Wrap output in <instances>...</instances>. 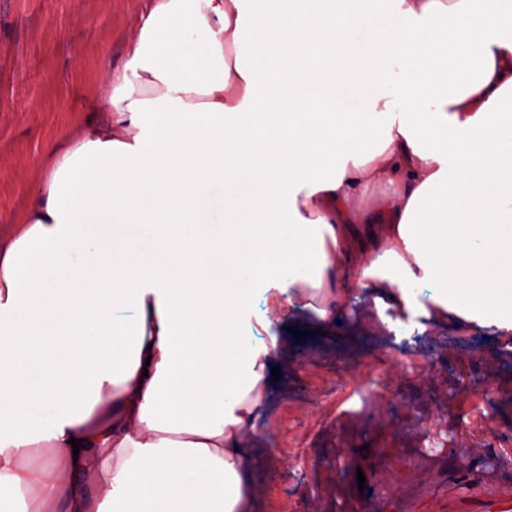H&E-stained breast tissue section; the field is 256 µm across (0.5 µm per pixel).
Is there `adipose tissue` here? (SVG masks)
<instances>
[{
  "instance_id": "adipose-tissue-1",
  "label": "adipose tissue",
  "mask_w": 512,
  "mask_h": 512,
  "mask_svg": "<svg viewBox=\"0 0 512 512\" xmlns=\"http://www.w3.org/2000/svg\"><path fill=\"white\" fill-rule=\"evenodd\" d=\"M0 249L19 512H248L261 286L512 335V0H146ZM386 209L371 208L373 199ZM361 263H354V253ZM81 442L72 448L71 439Z\"/></svg>"
}]
</instances>
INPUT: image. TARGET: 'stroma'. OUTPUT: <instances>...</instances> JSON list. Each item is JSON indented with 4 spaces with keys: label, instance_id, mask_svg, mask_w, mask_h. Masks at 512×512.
Wrapping results in <instances>:
<instances>
[{
    "label": "stroma",
    "instance_id": "obj_1",
    "mask_svg": "<svg viewBox=\"0 0 512 512\" xmlns=\"http://www.w3.org/2000/svg\"><path fill=\"white\" fill-rule=\"evenodd\" d=\"M140 0H0V244L23 223L35 190L63 146L87 136L95 106L110 91L105 67L121 69L142 23ZM371 295L318 326L310 313H277L268 326L279 352L281 377L270 382L260 427L284 428L304 462V487L292 490L283 467L270 463L263 438L247 439L251 481L271 485L262 512H357L375 501L378 512H485L512 487V337L455 317L398 319L396 335L371 336L357 324L374 313ZM436 368L390 398L387 417L407 420L435 403L448 417L439 428L448 446L419 464L415 434H397L376 410H364L368 387L387 388L378 356ZM473 389L459 398L460 382ZM385 451L358 487L360 447ZM480 449L474 468L457 461L462 447Z\"/></svg>",
    "mask_w": 512,
    "mask_h": 512
}]
</instances>
